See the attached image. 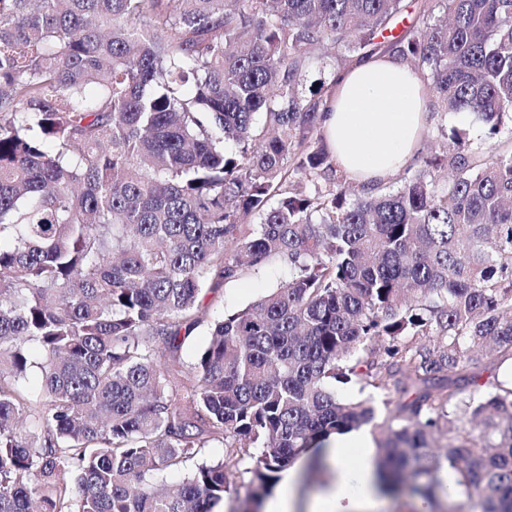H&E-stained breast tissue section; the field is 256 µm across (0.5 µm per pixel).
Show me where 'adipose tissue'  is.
Segmentation results:
<instances>
[{"label":"adipose tissue","instance_id":"obj_1","mask_svg":"<svg viewBox=\"0 0 512 512\" xmlns=\"http://www.w3.org/2000/svg\"><path fill=\"white\" fill-rule=\"evenodd\" d=\"M427 104L419 73L396 56H375L339 73L323 122L337 165L365 187L388 180L415 153ZM373 448L363 430L331 436L326 451L333 476L309 512H381Z\"/></svg>","mask_w":512,"mask_h":512}]
</instances>
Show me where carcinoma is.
Instances as JSON below:
<instances>
[{"label":"carcinoma","instance_id":"carcinoma-1","mask_svg":"<svg viewBox=\"0 0 512 512\" xmlns=\"http://www.w3.org/2000/svg\"><path fill=\"white\" fill-rule=\"evenodd\" d=\"M402 11L0 0V512H215L226 462L158 475L216 444L250 459L255 504L372 421L336 395L351 381L417 392L386 419L381 489L437 504L448 467L471 507L512 512V382L442 385L485 343L512 361V147L456 130L443 186L407 169L358 194L344 173L294 187L337 172L329 99L297 91L323 48L345 68L386 40L443 111L489 140L512 121V0H418L395 35ZM272 259L288 280L177 360L207 285Z\"/></svg>","mask_w":512,"mask_h":512}]
</instances>
